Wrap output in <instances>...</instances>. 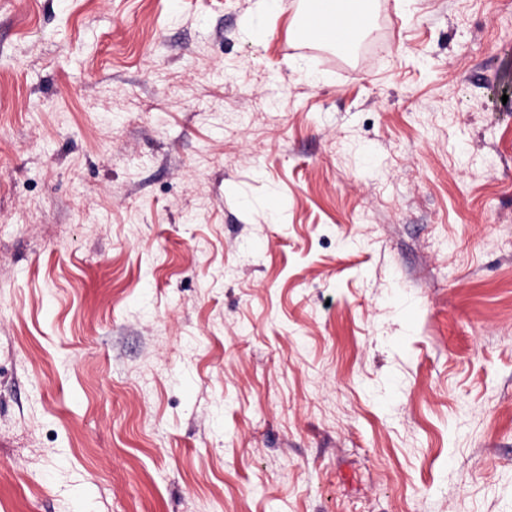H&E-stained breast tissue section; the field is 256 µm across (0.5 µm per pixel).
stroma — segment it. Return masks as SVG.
<instances>
[{"mask_svg":"<svg viewBox=\"0 0 512 512\" xmlns=\"http://www.w3.org/2000/svg\"><path fill=\"white\" fill-rule=\"evenodd\" d=\"M258 3L0 0V512H512V0ZM363 1L310 0L296 28L297 43L312 47L347 48L359 40ZM359 19V22L356 21Z\"/></svg>","mask_w":512,"mask_h":512,"instance_id":"stroma-1","label":"stroma"}]
</instances>
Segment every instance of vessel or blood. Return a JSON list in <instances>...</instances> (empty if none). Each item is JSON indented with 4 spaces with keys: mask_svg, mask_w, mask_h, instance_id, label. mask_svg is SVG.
I'll use <instances>...</instances> for the list:
<instances>
[{
    "mask_svg": "<svg viewBox=\"0 0 512 512\" xmlns=\"http://www.w3.org/2000/svg\"><path fill=\"white\" fill-rule=\"evenodd\" d=\"M365 16L361 0H308L295 39L305 46L344 49L358 41Z\"/></svg>",
    "mask_w": 512,
    "mask_h": 512,
    "instance_id": "b4317fda",
    "label": "vessel or blood"
}]
</instances>
